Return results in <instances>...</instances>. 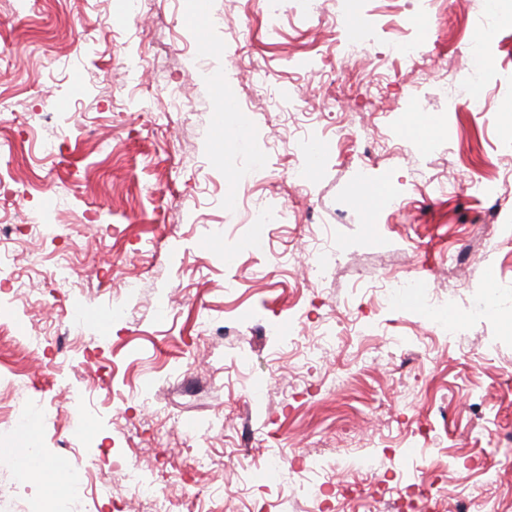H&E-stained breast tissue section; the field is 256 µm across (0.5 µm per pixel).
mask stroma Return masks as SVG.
<instances>
[{
	"instance_id": "1",
	"label": "stroma",
	"mask_w": 512,
	"mask_h": 512,
	"mask_svg": "<svg viewBox=\"0 0 512 512\" xmlns=\"http://www.w3.org/2000/svg\"><path fill=\"white\" fill-rule=\"evenodd\" d=\"M337 7L350 30L369 14L377 54L390 25L410 19L431 52L414 76L419 97L404 96L413 77L394 63L340 65L334 33L301 7L273 28L247 0H207L201 31L183 0L137 12L126 0H0V98L12 111L0 119L10 162L0 220L17 229L0 244V280L20 274L32 290L16 309L0 291L15 322L0 335V373L34 397L38 466L76 471L96 453L114 495L97 504L87 481L21 480L14 392L0 389V512H129L128 466L154 478L173 512H186L187 496L199 512H321L306 493L320 484L336 512H394L404 498L415 512L436 498L449 512L473 502L512 512V153L502 149L512 26L500 21L512 0H437L427 16L410 0L322 5ZM479 17L499 36L475 48ZM245 22L248 44L236 38ZM161 43L170 92L148 68ZM256 61L269 71L262 88L250 80ZM473 85L477 108L448 111ZM280 86L302 91L305 110L274 103L268 90ZM305 137L322 154L302 195L291 174ZM484 163L496 192L458 194ZM365 183L398 203L366 209ZM260 200L288 205L290 221L254 240ZM35 213L48 227H29ZM489 224L472 264L468 237ZM316 245L343 254L320 277ZM27 250L45 264L29 267ZM60 254L78 276L57 290L46 264ZM396 278L454 303L430 323L422 298L385 302ZM75 311L83 332L65 335ZM325 324L335 346L299 364ZM339 376L345 385H332ZM196 454L205 468H193ZM272 455L280 466L268 477ZM419 479L431 499L412 498Z\"/></svg>"
}]
</instances>
